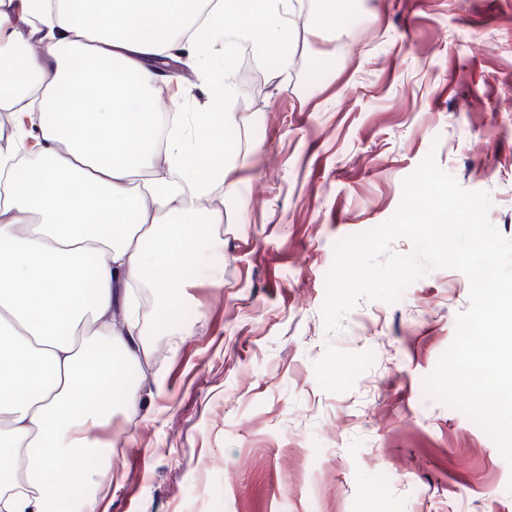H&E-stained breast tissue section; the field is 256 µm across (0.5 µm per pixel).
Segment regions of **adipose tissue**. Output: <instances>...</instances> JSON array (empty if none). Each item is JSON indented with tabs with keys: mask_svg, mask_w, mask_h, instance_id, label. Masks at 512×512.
I'll list each match as a JSON object with an SVG mask.
<instances>
[{
	"mask_svg": "<svg viewBox=\"0 0 512 512\" xmlns=\"http://www.w3.org/2000/svg\"><path fill=\"white\" fill-rule=\"evenodd\" d=\"M296 0H0V112L23 115L0 153V512H54L75 482L111 486L110 388L147 350L137 290H184L204 229L224 221L215 185L224 114L169 117L156 150L153 61L243 41L279 50Z\"/></svg>",
	"mask_w": 512,
	"mask_h": 512,
	"instance_id": "1",
	"label": "adipose tissue"
}]
</instances>
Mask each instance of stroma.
<instances>
[{
    "instance_id": "1",
    "label": "stroma",
    "mask_w": 512,
    "mask_h": 512,
    "mask_svg": "<svg viewBox=\"0 0 512 512\" xmlns=\"http://www.w3.org/2000/svg\"><path fill=\"white\" fill-rule=\"evenodd\" d=\"M258 62L261 86L227 101L224 248L145 317L109 512H512V466L425 390L466 275L432 270L335 331L321 314L336 243L387 221L427 154L512 239V0H346ZM175 66L161 112L204 111L223 56Z\"/></svg>"
}]
</instances>
